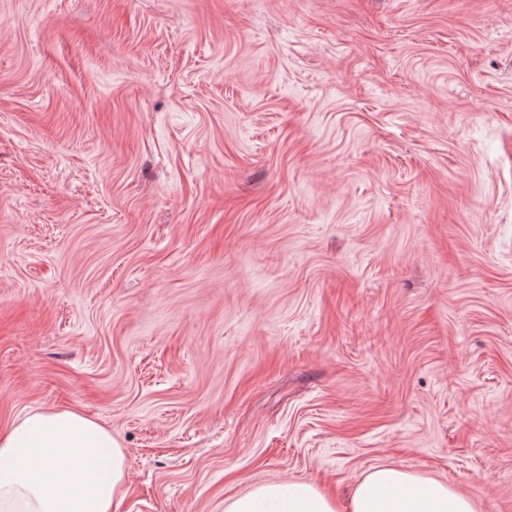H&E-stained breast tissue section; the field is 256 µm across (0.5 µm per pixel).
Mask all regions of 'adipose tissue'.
<instances>
[{
    "mask_svg": "<svg viewBox=\"0 0 512 512\" xmlns=\"http://www.w3.org/2000/svg\"><path fill=\"white\" fill-rule=\"evenodd\" d=\"M0 512H113L127 471L110 429L72 410L44 409L0 433ZM224 512H480L441 481L381 466L346 499L310 481L267 483L227 499Z\"/></svg>",
    "mask_w": 512,
    "mask_h": 512,
    "instance_id": "obj_1",
    "label": "adipose tissue"
}]
</instances>
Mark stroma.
<instances>
[{
    "mask_svg": "<svg viewBox=\"0 0 512 512\" xmlns=\"http://www.w3.org/2000/svg\"><path fill=\"white\" fill-rule=\"evenodd\" d=\"M118 512L392 465L512 512V0H0V430ZM1 512H112L127 461L112 431L72 410L44 409L0 433Z\"/></svg>",
    "mask_w": 512,
    "mask_h": 512,
    "instance_id": "obj_1",
    "label": "stroma"
}]
</instances>
